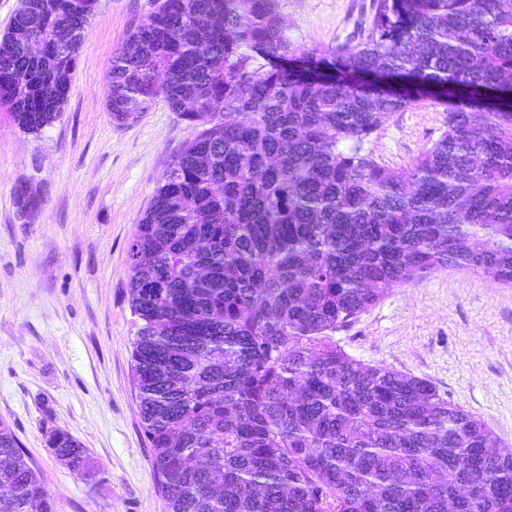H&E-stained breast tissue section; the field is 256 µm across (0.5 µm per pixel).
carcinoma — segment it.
<instances>
[{
	"label": "carcinoma",
	"instance_id": "cac0c4a2",
	"mask_svg": "<svg viewBox=\"0 0 512 512\" xmlns=\"http://www.w3.org/2000/svg\"><path fill=\"white\" fill-rule=\"evenodd\" d=\"M95 5L20 0L0 108L23 131L62 117ZM374 6L356 48L319 50L288 41L277 0H161L107 68L115 121L162 98L198 129L127 250L167 512H512V451L481 420L335 339L439 268L512 286V0ZM424 98L450 101L448 129L403 180L363 145ZM47 443L94 476L72 435ZM0 512H55L2 422Z\"/></svg>",
	"mask_w": 512,
	"mask_h": 512
}]
</instances>
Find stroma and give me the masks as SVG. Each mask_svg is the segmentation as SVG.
Segmentation results:
<instances>
[{
    "instance_id": "stroma-1",
    "label": "stroma",
    "mask_w": 512,
    "mask_h": 512,
    "mask_svg": "<svg viewBox=\"0 0 512 512\" xmlns=\"http://www.w3.org/2000/svg\"><path fill=\"white\" fill-rule=\"evenodd\" d=\"M153 0H97L63 117L38 133L0 108V421L10 425L56 512H167L133 382L136 318L128 243L171 157L196 135L164 100L120 124L106 70ZM297 47H355L373 0H278ZM428 98L390 115L364 144L408 175L446 129ZM26 184L42 197L21 215ZM336 342L351 357L429 381L512 449V287L442 268L393 288ZM61 429L93 459L87 481L46 442Z\"/></svg>"
}]
</instances>
